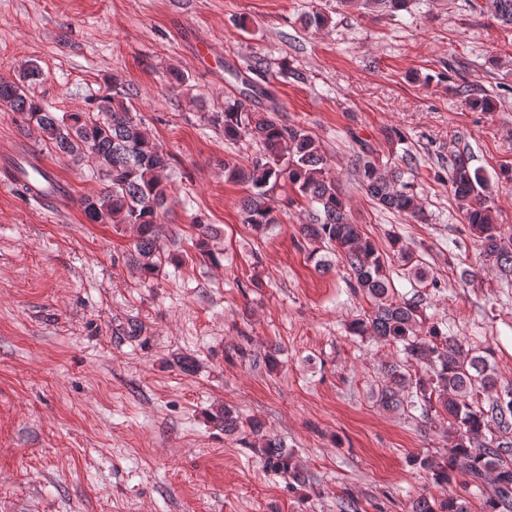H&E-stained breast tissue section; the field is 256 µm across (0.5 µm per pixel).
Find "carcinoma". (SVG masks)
Returning a JSON list of instances; mask_svg holds the SVG:
<instances>
[{"label": "carcinoma", "instance_id": "cac0c4a2", "mask_svg": "<svg viewBox=\"0 0 512 512\" xmlns=\"http://www.w3.org/2000/svg\"><path fill=\"white\" fill-rule=\"evenodd\" d=\"M493 3L494 17L512 27V0ZM339 5L394 14L409 9L410 0H339ZM331 23L328 12L320 8L303 16L307 28L326 29ZM41 76L40 67L32 63L18 81H1L0 110L19 115L24 127L37 130L44 143L74 162L91 163L105 180V187L80 199L86 219L92 224L136 228L130 262L146 278L157 275L161 211L170 191L164 176L169 155L150 137L126 94L115 89L112 95L99 98L91 112L58 114L32 92V84ZM241 84L245 90L240 96H228L224 111L211 113L207 121L223 128L228 141L248 137L259 146L258 154L246 165L224 163L228 179L250 187L240 205L242 223L256 230L278 223L271 193L280 184L290 185L308 202L309 221L300 225L301 236L336 253L349 271L350 290L373 302L372 311L348 324L349 334L371 337L402 355L401 362L387 368L389 382L378 391V402L388 409L418 411L422 419L439 414L448 420L453 445L447 458H423L420 467L430 473L435 485L445 489L457 472L469 474L476 484L489 472L493 474L490 489H480L483 512H512V385L498 382L487 357L463 351L457 338L443 332L439 323L427 322L420 301L396 298L387 260L350 221L319 141L304 127L283 122L277 109H255L254 95L264 90L246 76ZM459 94L473 111L492 108L488 95L475 93L469 85L462 86ZM353 167L360 189L375 204L420 223L426 220L414 185L404 179V170H382L364 148L355 154ZM448 182L485 257L503 274L511 275L512 233L493 223L486 179L459 155L451 161ZM197 228V255L205 261H218L213 244L216 229L201 223ZM391 247L417 287L435 284L427 279L420 260L400 246L399 237H391ZM408 363L420 367L422 373L403 371ZM490 390L495 397L485 403L483 395ZM211 419L226 434L241 430L240 418L227 408L218 409ZM247 427L245 447L254 450L266 468L305 483L294 453L264 434L260 421L250 420ZM410 512H471V508L462 495L421 496L412 501Z\"/></svg>", "mask_w": 512, "mask_h": 512}]
</instances>
